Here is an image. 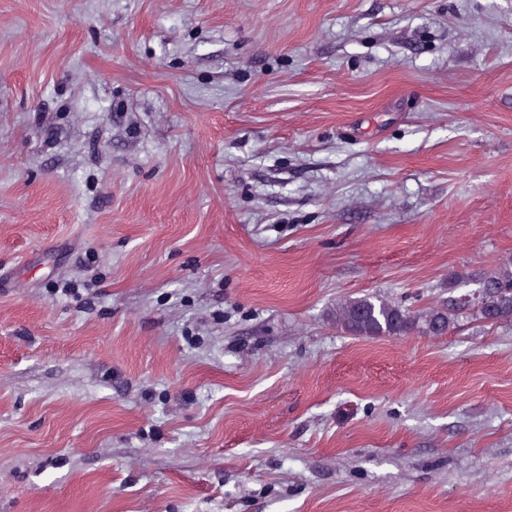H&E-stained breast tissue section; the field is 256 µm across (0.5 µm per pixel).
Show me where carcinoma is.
Here are the masks:
<instances>
[{
    "instance_id": "1",
    "label": "carcinoma",
    "mask_w": 512,
    "mask_h": 512,
    "mask_svg": "<svg viewBox=\"0 0 512 512\" xmlns=\"http://www.w3.org/2000/svg\"><path fill=\"white\" fill-rule=\"evenodd\" d=\"M483 282L485 293L475 315L491 324L512 322V262L490 272ZM465 306L452 297L446 309L410 311L376 295H365L336 303L332 320L354 336H402L414 331L443 336L453 327L455 312Z\"/></svg>"
}]
</instances>
